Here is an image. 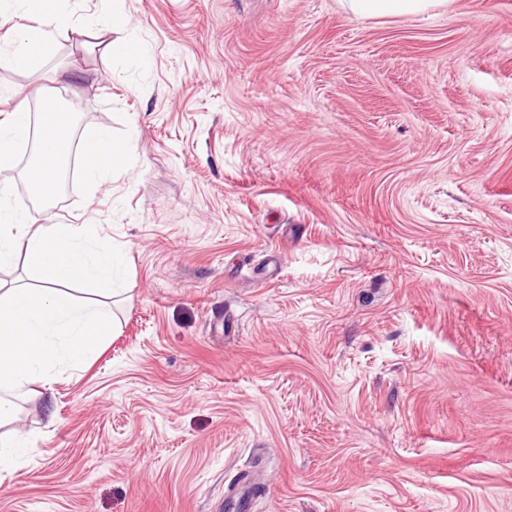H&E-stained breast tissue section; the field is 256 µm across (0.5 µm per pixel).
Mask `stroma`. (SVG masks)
<instances>
[{"mask_svg": "<svg viewBox=\"0 0 512 512\" xmlns=\"http://www.w3.org/2000/svg\"><path fill=\"white\" fill-rule=\"evenodd\" d=\"M61 9L0 112L129 139L39 205L119 256V332L20 400L0 512H216L244 471L252 512H512V0ZM116 14L142 62L91 48ZM350 9L363 17L417 15L442 2L438 0H348ZM83 151L82 175L91 184L97 183L104 172L125 167L129 155L127 142L115 139L107 130H99L89 137ZM29 443L26 439L0 435V471L11 472L20 468L27 454Z\"/></svg>", "mask_w": 512, "mask_h": 512, "instance_id": "obj_1", "label": "stroma"}]
</instances>
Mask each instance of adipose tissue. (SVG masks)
I'll return each instance as SVG.
<instances>
[{
	"label": "adipose tissue",
	"instance_id": "1",
	"mask_svg": "<svg viewBox=\"0 0 512 512\" xmlns=\"http://www.w3.org/2000/svg\"><path fill=\"white\" fill-rule=\"evenodd\" d=\"M363 17L417 15L438 0H348ZM26 25L0 34V68L22 70L49 51L54 31L64 24L49 0H19ZM73 124L68 114L47 112L39 125L17 106L0 117V164H8L19 147L36 138L38 159L25 178L41 198L58 190L56 174L66 161ZM82 175L97 183L107 171L126 166L128 144L100 130L83 147ZM26 262L18 286L0 290V428L18 413L20 398L35 388H48L54 369L77 367L92 358L116 330L111 302L119 291L114 283L119 265L111 248L99 242L86 224L38 225L34 216L15 211L7 188H0V266L16 253ZM86 286L102 295L99 304L81 303Z\"/></svg>",
	"mask_w": 512,
	"mask_h": 512
}]
</instances>
